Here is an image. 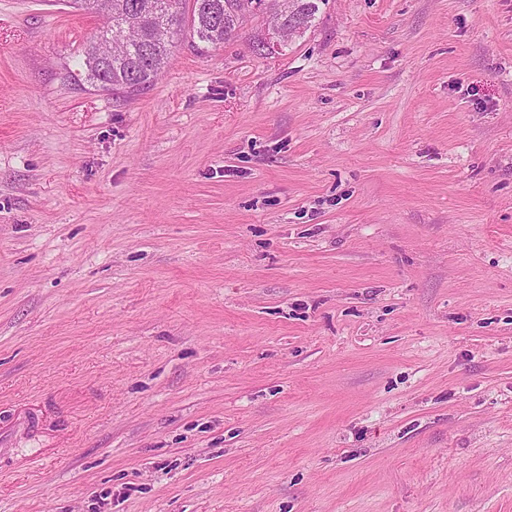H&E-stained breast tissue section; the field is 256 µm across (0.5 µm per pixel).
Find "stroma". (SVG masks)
<instances>
[{"label":"stroma","instance_id":"35a3bbf8","mask_svg":"<svg viewBox=\"0 0 512 512\" xmlns=\"http://www.w3.org/2000/svg\"><path fill=\"white\" fill-rule=\"evenodd\" d=\"M99 25L0 0V512H512V0ZM182 0H72L100 15L104 25L84 49V79L103 90L148 88L168 63L171 49L189 35L199 42L224 44L238 36L242 0H193L190 14ZM102 41L112 51L98 53ZM292 35L288 36V41L291 40ZM259 39H257L258 41ZM285 35L284 30L280 24H274L270 23L269 21L266 22L265 26V36L263 39L264 42V52L266 54H274L279 53L283 50L286 43H288ZM261 41L256 42L255 46L253 47V51L256 55H263V49L261 48Z\"/></svg>","mask_w":512,"mask_h":512}]
</instances>
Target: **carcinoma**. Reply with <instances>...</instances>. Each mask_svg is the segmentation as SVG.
Masks as SVG:
<instances>
[{"label": "carcinoma", "mask_w": 512, "mask_h": 512, "mask_svg": "<svg viewBox=\"0 0 512 512\" xmlns=\"http://www.w3.org/2000/svg\"><path fill=\"white\" fill-rule=\"evenodd\" d=\"M71 0L104 20L84 49V79L103 90L135 92L153 84L168 63L171 49L189 36L211 45L238 36L243 0ZM257 12L278 17L298 34L310 28L319 0H256Z\"/></svg>", "instance_id": "cac0c4a2"}]
</instances>
